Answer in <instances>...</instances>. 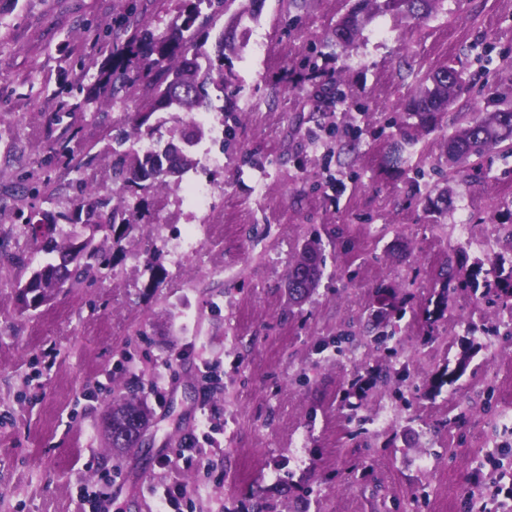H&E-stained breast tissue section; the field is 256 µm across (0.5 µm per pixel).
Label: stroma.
<instances>
[{"instance_id": "35a3bbf8", "label": "stroma", "mask_w": 512, "mask_h": 512, "mask_svg": "<svg viewBox=\"0 0 512 512\" xmlns=\"http://www.w3.org/2000/svg\"><path fill=\"white\" fill-rule=\"evenodd\" d=\"M287 9L288 0H266V56L234 64L239 147L265 160L262 172L226 157L200 176L213 191L208 213L169 200L124 240L113 273L24 312L14 285L29 272L7 256L33 252L22 223L32 189L68 209L79 193L73 166L90 151L99 158L89 175L112 185L102 152L118 110L89 92L123 34L112 26L119 0H0V512H74L86 488L107 489L99 512H152L146 487L175 481L186 490L182 512H250L259 501L280 512H467L468 495L484 499L489 481L512 487V432L498 423L512 412V337L484 335L495 315L471 291L455 293L433 341L413 315L399 321L410 378L401 401L388 386L370 391L365 414L395 413L370 440L351 437L342 395L355 375L386 364L385 353L322 346L337 331L362 332L379 285L408 284L419 309L448 260L512 257V156L492 150L474 176L455 178L436 227L407 175L384 163L391 121L428 72L452 66L467 86L442 128L407 149L410 167L423 154L438 159L474 106L512 99V0H447L446 13L421 25L379 19L354 48L325 54L356 106L317 107L364 132L331 154L298 64L325 46L346 2L310 0L289 34L280 27ZM65 138L69 168L51 150ZM190 224L200 227L199 250L155 281L151 253ZM313 232L326 268L292 313L288 263ZM470 344L462 378L424 396L426 380ZM158 379L165 400L153 408L149 456L114 454L101 428L113 393L135 382L148 398ZM206 415L220 429L214 442L184 450Z\"/></svg>"}]
</instances>
